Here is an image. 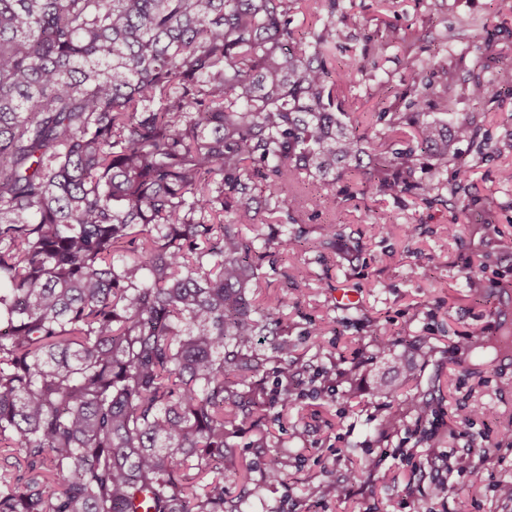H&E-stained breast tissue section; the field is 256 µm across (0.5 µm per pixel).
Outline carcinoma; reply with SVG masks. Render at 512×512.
I'll return each mask as SVG.
<instances>
[{
  "label": "carcinoma",
  "instance_id": "1",
  "mask_svg": "<svg viewBox=\"0 0 512 512\" xmlns=\"http://www.w3.org/2000/svg\"><path fill=\"white\" fill-rule=\"evenodd\" d=\"M297 2L0 0V512H244L225 448L269 416L258 345L299 292L255 297L257 270L301 249L306 184L334 205L338 170L428 203L466 192L455 145L479 128L425 119L448 68L407 59L413 111L373 113L386 151L365 169L336 95L376 62L328 67L347 35L331 17L300 31ZM500 84L511 69L470 96ZM313 247L327 260L336 226ZM395 346L375 335L407 384ZM275 350L286 380L295 346ZM192 470L212 475L201 494Z\"/></svg>",
  "mask_w": 512,
  "mask_h": 512
}]
</instances>
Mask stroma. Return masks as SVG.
I'll use <instances>...</instances> for the list:
<instances>
[{
    "label": "stroma",
    "instance_id": "35a3bbf8",
    "mask_svg": "<svg viewBox=\"0 0 512 512\" xmlns=\"http://www.w3.org/2000/svg\"><path fill=\"white\" fill-rule=\"evenodd\" d=\"M339 3L350 39L337 63L365 50L379 60L378 70L359 75L339 97L346 122L365 123L388 94L396 111L409 112L412 96L400 82L407 58L452 67L453 92L432 94L428 117L445 123L463 113L480 126L479 141L457 146L470 193L428 206L358 184L354 198L340 202L341 237L328 263L309 248L263 261L262 284H278L289 271L300 289L284 318L299 357L289 374L300 396L292 407L273 404L268 446H257L251 428L231 438L252 481L244 487L226 477L228 497L247 494L248 512H512V502L498 494L499 485L512 482V349L472 348L466 340L474 328L490 339L512 330V254L498 249L500 236L512 235V182L501 179L512 168V93L501 91L489 103L467 93L472 75L512 68V0ZM388 25L413 32L414 43L376 37ZM488 43L494 46L489 56ZM382 131L366 125L364 166L379 154ZM383 215L390 218L384 228L376 223ZM340 288L356 292L355 305H337ZM382 322L406 343L416 370V384L399 387V395L421 393L440 409L428 426L430 440H421L423 427L406 407H383L374 396L377 376L388 372L385 358L370 356ZM348 350L364 367L354 380L326 381V374L343 370L338 356ZM370 449L381 458L378 471L363 475L349 497L329 494ZM274 462L286 477L271 485L266 474ZM458 463L480 476L483 497L458 489L445 503L427 498L425 487L447 479L449 465Z\"/></svg>",
    "mask_w": 512,
    "mask_h": 512
}]
</instances>
